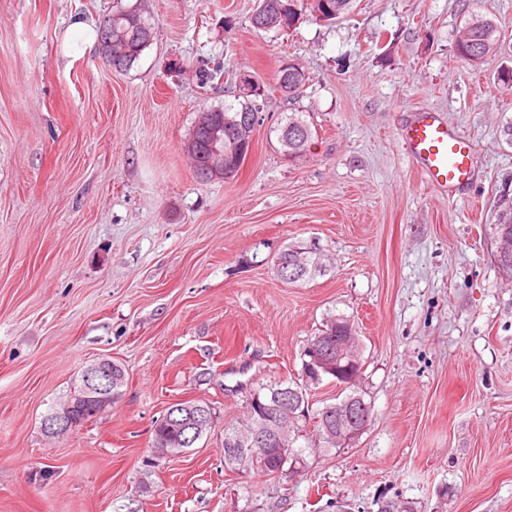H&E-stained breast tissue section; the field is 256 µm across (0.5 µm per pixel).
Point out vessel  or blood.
I'll list each match as a JSON object with an SVG mask.
<instances>
[{"instance_id": "obj_1", "label": "vessel or blood", "mask_w": 512, "mask_h": 512, "mask_svg": "<svg viewBox=\"0 0 512 512\" xmlns=\"http://www.w3.org/2000/svg\"><path fill=\"white\" fill-rule=\"evenodd\" d=\"M414 166L432 186L452 191L471 181L475 158L469 138L436 110L415 112L401 130Z\"/></svg>"}]
</instances>
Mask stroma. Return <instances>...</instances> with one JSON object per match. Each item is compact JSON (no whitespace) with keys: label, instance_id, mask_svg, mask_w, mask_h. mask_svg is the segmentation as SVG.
I'll return each mask as SVG.
<instances>
[{"label":"stroma","instance_id":"obj_1","mask_svg":"<svg viewBox=\"0 0 512 512\" xmlns=\"http://www.w3.org/2000/svg\"><path fill=\"white\" fill-rule=\"evenodd\" d=\"M138 7L150 46L118 71L72 23ZM258 0H0V512H512V282L495 226L512 205V0H357L329 23L256 29ZM501 52L455 50L469 14ZM230 76L201 87L204 65ZM308 80L276 88L283 63ZM266 90L236 178L196 179L184 150L233 77ZM432 107L466 131L473 180L446 196L399 132ZM302 113L301 156L276 127ZM311 246L327 269L284 281ZM362 336L356 389L373 405L347 448L296 474L224 467V425L257 390L298 379L331 315ZM121 363L120 397L61 438L44 418L89 364ZM214 409L161 457L169 405Z\"/></svg>","mask_w":512,"mask_h":512}]
</instances>
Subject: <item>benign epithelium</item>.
Instances as JSON below:
<instances>
[{"label": "benign epithelium", "instance_id": "7a95c632", "mask_svg": "<svg viewBox=\"0 0 512 512\" xmlns=\"http://www.w3.org/2000/svg\"><path fill=\"white\" fill-rule=\"evenodd\" d=\"M106 40L100 45L102 55L109 58L116 68L124 63L122 53L112 52V22H106ZM237 97L252 98L264 93L263 87L253 77L243 73L237 80ZM260 116L243 117L234 128L229 145H224V124L211 112L199 113L197 127L204 129L211 141L209 153L205 156L206 172L219 178L224 174L225 160L234 152H243L252 145V129ZM361 346L360 337L350 326L346 335L336 337V348L326 349L319 342L310 344L304 352L308 360L304 361L303 379L317 383L324 376L337 375L339 369L348 368L343 387L355 383L359 371L358 362ZM82 395H71L56 406L43 421L44 430L51 435L65 434L74 430L82 421L76 415L79 405L84 404L90 411H101L112 405V361L100 359L89 365L81 376ZM372 404L365 401L357 392L332 404L327 414L336 415V423L324 422L327 440L338 448H347L364 433L372 418ZM299 416L307 417L306 410L300 409V393L286 386L275 391L270 397L256 401L251 410L252 423L246 430H236L226 435L225 441L231 457L228 462L241 466L266 458L268 448L275 447L284 457L292 452L295 438L290 436L289 420ZM167 419L181 430V435L162 442L157 452L167 456H179L187 447L210 426L209 414L204 407L188 414L181 407L169 409Z\"/></svg>", "mask_w": 512, "mask_h": 512}]
</instances>
